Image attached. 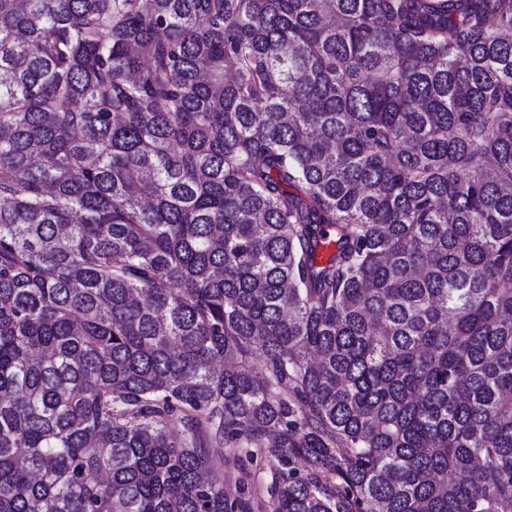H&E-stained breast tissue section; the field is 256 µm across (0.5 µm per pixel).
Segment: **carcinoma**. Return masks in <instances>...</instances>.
<instances>
[{"label":"carcinoma","mask_w":512,"mask_h":512,"mask_svg":"<svg viewBox=\"0 0 512 512\" xmlns=\"http://www.w3.org/2000/svg\"><path fill=\"white\" fill-rule=\"evenodd\" d=\"M209 444L512 512V0H0V512H251Z\"/></svg>","instance_id":"obj_1"}]
</instances>
